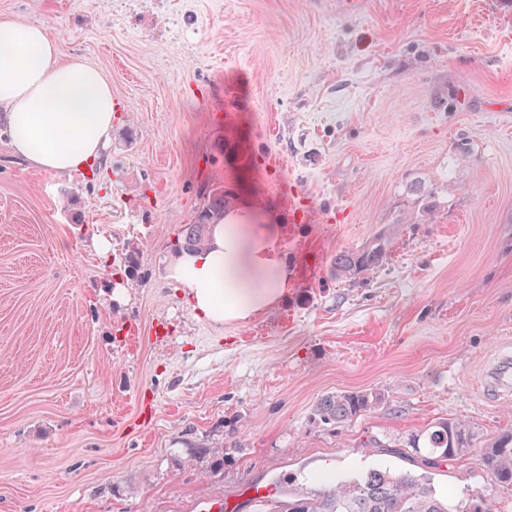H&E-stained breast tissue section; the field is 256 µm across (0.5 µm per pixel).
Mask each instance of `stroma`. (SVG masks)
Wrapping results in <instances>:
<instances>
[{"instance_id": "obj_1", "label": "stroma", "mask_w": 512, "mask_h": 512, "mask_svg": "<svg viewBox=\"0 0 512 512\" xmlns=\"http://www.w3.org/2000/svg\"><path fill=\"white\" fill-rule=\"evenodd\" d=\"M112 85L94 171L0 134V512H251L250 489L383 464L512 401L477 386L512 343V0H0ZM286 216L288 298L245 324L192 310L171 267L210 189ZM430 195L435 208L423 207ZM400 225L367 280L336 252ZM375 411L327 427L325 394ZM224 448L211 470L194 445ZM439 487L512 493L476 452ZM384 402V396L377 391L335 392L318 399L314 416L323 425L336 427L375 410Z\"/></svg>"}]
</instances>
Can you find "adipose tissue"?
<instances>
[{"label":"adipose tissue","mask_w":512,"mask_h":512,"mask_svg":"<svg viewBox=\"0 0 512 512\" xmlns=\"http://www.w3.org/2000/svg\"><path fill=\"white\" fill-rule=\"evenodd\" d=\"M0 119L32 167L84 171L112 132V87L81 58L59 61L47 27L0 15ZM282 228L274 209L245 199L211 227L204 250L178 256L174 273L198 316L243 323L286 300L295 270Z\"/></svg>","instance_id":"obj_1"}]
</instances>
